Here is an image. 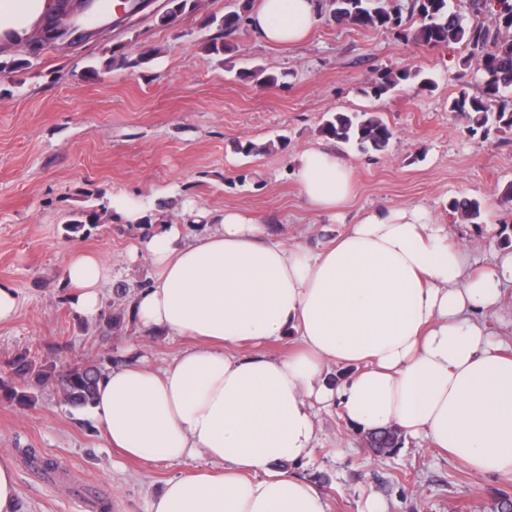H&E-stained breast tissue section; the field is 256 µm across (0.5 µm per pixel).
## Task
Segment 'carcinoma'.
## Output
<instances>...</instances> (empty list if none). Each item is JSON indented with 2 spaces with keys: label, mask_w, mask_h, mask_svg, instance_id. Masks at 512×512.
<instances>
[{
  "label": "carcinoma",
  "mask_w": 512,
  "mask_h": 512,
  "mask_svg": "<svg viewBox=\"0 0 512 512\" xmlns=\"http://www.w3.org/2000/svg\"><path fill=\"white\" fill-rule=\"evenodd\" d=\"M498 9H493L492 0H472L473 12H489L495 15L493 28L478 23H466L464 18L448 7V0H416L420 13V25L405 33L418 45L430 48L444 47L451 43H463L470 47L471 58L477 61L475 78L480 93L471 95L461 89L450 102L449 111L457 112L468 121L471 133L489 138L493 133H512V37L502 29L512 30V0H497ZM194 8L192 0H167V10L160 16L168 24L179 15ZM333 15L336 23L352 27H387L381 20L379 0H346L342 8ZM243 20V14L232 11L220 17L212 15L203 22V27L216 30L215 35L203 43L204 52L215 58L224 55L229 45L224 38L235 33ZM151 55L142 53L128 57L121 48L112 49L103 69L110 71L118 65L126 69H137L148 65ZM261 85L276 86L280 77L260 67L244 74ZM415 83L421 88L432 86L433 81L419 71L410 69L380 74L371 86L363 90L366 95L380 98L401 83ZM321 133L339 143L355 146L360 152L384 151L390 144L394 132L390 125L375 112H331L321 126ZM99 204L73 211L65 221V230L78 234L89 226L95 228L115 219L110 201L104 192L97 193ZM455 213L472 224L479 223L484 207L473 198L455 199L450 203ZM13 377L0 380V400L19 407H28L35 396L28 391V381L40 386H55L61 390L64 402L72 406H88L93 402L96 386L102 378L101 370L89 364L70 363L60 367L53 362H39L27 353L15 356L10 362ZM369 447L379 452H390L403 445L400 434L391 429L369 433Z\"/></svg>",
  "instance_id": "obj_1"
}]
</instances>
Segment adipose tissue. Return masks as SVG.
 I'll return each mask as SVG.
<instances>
[{
	"instance_id": "obj_1",
	"label": "adipose tissue",
	"mask_w": 512,
	"mask_h": 512,
	"mask_svg": "<svg viewBox=\"0 0 512 512\" xmlns=\"http://www.w3.org/2000/svg\"><path fill=\"white\" fill-rule=\"evenodd\" d=\"M51 6L0 0V43L24 45ZM250 17L262 42L285 48L314 27L316 2L256 0ZM295 181L317 214L353 195L349 163L326 148L301 154ZM198 217L192 234L176 222L141 229L129 251L155 270L131 304L143 335L192 346L160 370L124 353L90 406L126 459L215 463L166 480L148 512H327L294 466L310 455L316 409L331 406L354 430L391 427L512 479V351L485 321L512 283V252L473 269L417 206L373 209L317 248L287 243L252 212ZM66 276L72 308L98 317L111 268L75 250ZM282 336L297 343L288 358L258 351ZM335 367L351 373L335 382Z\"/></svg>"
}]
</instances>
